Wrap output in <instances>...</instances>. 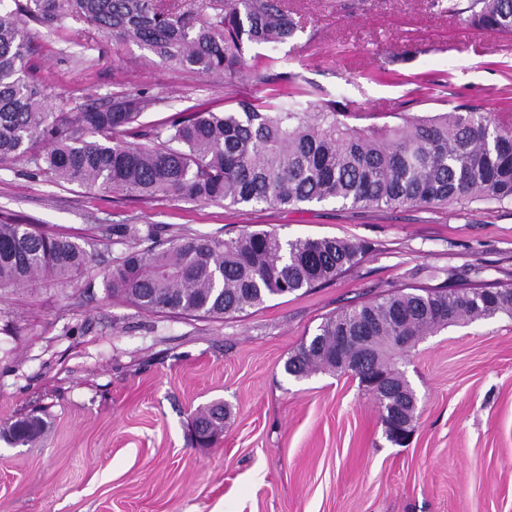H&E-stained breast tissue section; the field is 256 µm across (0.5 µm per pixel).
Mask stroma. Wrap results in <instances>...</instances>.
Listing matches in <instances>:
<instances>
[{
  "instance_id": "1",
  "label": "stroma",
  "mask_w": 512,
  "mask_h": 512,
  "mask_svg": "<svg viewBox=\"0 0 512 512\" xmlns=\"http://www.w3.org/2000/svg\"><path fill=\"white\" fill-rule=\"evenodd\" d=\"M304 33L259 53L301 58L303 84L355 112H446L465 103L512 124V35L429 12L423 0H288ZM31 62L50 102L78 112L146 90L149 126L201 104L260 97L250 77L159 62L80 20L29 24ZM391 75L377 79L379 67ZM69 236L94 256L67 287L45 282L0 297V424L34 409L43 440H0V512H512V319L423 337L404 370L419 418L391 442L356 377L286 373L326 318L447 272L512 284V204L445 208L268 207L134 201L0 163V223ZM152 224L220 239L276 230L339 237L371 250L336 280L219 320L140 310L108 296L104 273L126 250L111 228ZM231 415L207 448L196 409Z\"/></svg>"
}]
</instances>
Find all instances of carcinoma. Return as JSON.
Returning <instances> with one entry per match:
<instances>
[{"instance_id": "cac0c4a2", "label": "carcinoma", "mask_w": 512, "mask_h": 512, "mask_svg": "<svg viewBox=\"0 0 512 512\" xmlns=\"http://www.w3.org/2000/svg\"><path fill=\"white\" fill-rule=\"evenodd\" d=\"M429 11L465 16L473 26L512 34V0H426ZM81 20L117 41H133L160 61L232 82L249 69L265 95L215 112L193 105L158 127L140 122L159 100L145 92L112 97L81 112H54L29 65L26 21ZM303 31L287 0H224L196 25L166 0H0V162L25 159L56 181L121 191L142 199L298 207L396 209L447 206L460 200L512 203V126L495 114L351 112L336 100H313L288 70V58L258 55ZM112 234L133 243L104 273L107 292L140 310L213 319L239 314L268 298L315 288L357 266L369 251L345 238H283L274 230L235 237H178L156 244V229L123 224ZM92 255L70 238L29 224H0V291L61 286L86 270ZM370 315L376 340L359 381L388 372L399 398L382 395L387 436L413 432L415 394L397 367L393 337L412 343L451 326L512 318V287L475 281L395 290L327 318L285 363L302 377L345 372L337 336ZM222 402L196 411L206 444L224 430ZM48 430L39 412L0 426V439L27 446Z\"/></svg>"}]
</instances>
